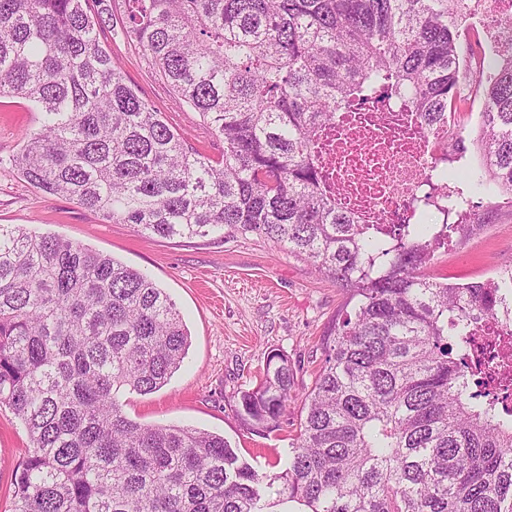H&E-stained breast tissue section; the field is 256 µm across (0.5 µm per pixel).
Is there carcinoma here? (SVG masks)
Here are the masks:
<instances>
[{"label": "carcinoma", "mask_w": 512, "mask_h": 512, "mask_svg": "<svg viewBox=\"0 0 512 512\" xmlns=\"http://www.w3.org/2000/svg\"><path fill=\"white\" fill-rule=\"evenodd\" d=\"M138 45L224 144L201 153L129 84L101 33ZM462 0H0V97L42 114L20 174L114 224L165 239L256 234L355 300L312 389L285 469L261 474L224 436L144 425L120 394L166 386L191 345L147 275L78 242L0 224V406L30 445L12 512H512V412L476 392L495 337L473 322L497 281L424 274L427 213L392 240L336 208L313 144L337 113L383 98L425 125L461 112ZM483 85L472 191L512 194V64ZM267 357L238 414L263 428L291 397Z\"/></svg>", "instance_id": "1"}]
</instances>
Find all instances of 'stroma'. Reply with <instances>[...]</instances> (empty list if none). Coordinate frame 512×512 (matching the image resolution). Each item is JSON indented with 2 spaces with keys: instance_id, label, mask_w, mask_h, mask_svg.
I'll use <instances>...</instances> for the list:
<instances>
[{
  "instance_id": "stroma-1",
  "label": "stroma",
  "mask_w": 512,
  "mask_h": 512,
  "mask_svg": "<svg viewBox=\"0 0 512 512\" xmlns=\"http://www.w3.org/2000/svg\"><path fill=\"white\" fill-rule=\"evenodd\" d=\"M103 40L157 111L208 156L223 149L211 128L148 66L140 48L104 33ZM40 114L31 102L0 98V224L50 233L111 255L146 272L179 309L191 335L182 367L149 395L124 393L126 414L152 425L182 424L224 435L257 470L281 472L305 417L306 393L324 364L335 323L349 312L347 292L310 262L256 235L161 239L131 224H113L71 200L28 184L13 164ZM489 222L455 248L437 254L431 274L452 282L482 281L512 267V212L494 195H473ZM287 355L295 390L275 428L255 429L238 415L241 391L255 387L270 351ZM28 440L9 408H0V512H9L14 472Z\"/></svg>"
}]
</instances>
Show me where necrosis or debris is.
<instances>
[{
  "label": "necrosis or debris",
  "mask_w": 512,
  "mask_h": 512,
  "mask_svg": "<svg viewBox=\"0 0 512 512\" xmlns=\"http://www.w3.org/2000/svg\"><path fill=\"white\" fill-rule=\"evenodd\" d=\"M463 6L469 25L481 35V55L512 61V0H464ZM315 151L339 205L360 223L398 224L428 200L440 206L441 223L472 220L470 211L446 208L463 196V189L433 176L437 160L458 156L447 125L424 126L416 113L400 108L365 107L342 113Z\"/></svg>",
  "instance_id": "1"
}]
</instances>
